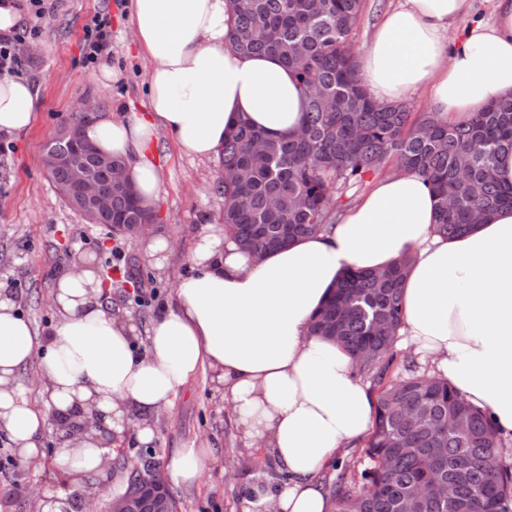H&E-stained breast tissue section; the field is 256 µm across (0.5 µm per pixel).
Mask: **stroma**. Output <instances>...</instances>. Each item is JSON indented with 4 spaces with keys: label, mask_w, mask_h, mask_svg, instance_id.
<instances>
[{
    "label": "stroma",
    "mask_w": 512,
    "mask_h": 512,
    "mask_svg": "<svg viewBox=\"0 0 512 512\" xmlns=\"http://www.w3.org/2000/svg\"><path fill=\"white\" fill-rule=\"evenodd\" d=\"M49 15L29 17L17 35L33 47L18 72L40 87L33 127L17 137H0V284L9 286L38 335L53 320L49 291L54 279L79 258H92L107 280L114 306L129 312L148 329L157 306L135 302L136 293L159 292L170 303L175 279L189 273L192 245L203 215H217V165L180 156L167 136H160L148 158L159 172L162 190L155 207V233L167 236L172 250L165 271H157L140 250L138 238L113 236L101 224L88 223L53 188L43 164L46 140L74 112L81 99L115 112L147 109V64L132 42L128 0H49ZM111 20V58L120 77L112 86L96 83L85 60L84 32L94 16ZM150 447L157 467L178 448L204 446L211 452L203 481L170 486L181 512H241V500L258 482H275L279 472L265 449L244 447L224 396L209 374L192 379L155 419ZM59 444L46 434L35 462L12 463L13 450L0 432V512H31L33 491L51 488L73 494L79 486L54 464Z\"/></svg>",
    "instance_id": "obj_1"
}]
</instances>
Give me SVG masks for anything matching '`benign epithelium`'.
Returning a JSON list of instances; mask_svg holds the SVG:
<instances>
[{
    "instance_id": "7a95c632",
    "label": "benign epithelium",
    "mask_w": 512,
    "mask_h": 512,
    "mask_svg": "<svg viewBox=\"0 0 512 512\" xmlns=\"http://www.w3.org/2000/svg\"><path fill=\"white\" fill-rule=\"evenodd\" d=\"M45 169L66 172L58 187L63 199L94 224L112 225V194L102 187L100 174L108 183L127 188L129 180L123 162L113 163L81 134L78 127L62 126L47 142L43 158Z\"/></svg>"
}]
</instances>
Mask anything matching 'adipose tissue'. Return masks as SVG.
I'll return each instance as SVG.
<instances>
[{
    "instance_id": "adipose-tissue-1",
    "label": "adipose tissue",
    "mask_w": 512,
    "mask_h": 512,
    "mask_svg": "<svg viewBox=\"0 0 512 512\" xmlns=\"http://www.w3.org/2000/svg\"><path fill=\"white\" fill-rule=\"evenodd\" d=\"M133 40L148 63L146 114L105 111L82 134L125 161L146 207L161 193L146 159L159 134L188 158H219L238 119L279 137L302 126L306 100L277 57L229 47L228 0H129ZM357 73L374 99L401 101L432 88L430 109L460 121L512 96V0H494L493 19L473 0H398L377 23ZM38 91L0 74V136L35 123ZM438 199L415 173L386 174L325 231L254 259L206 221L178 276L174 300L140 332L103 303L94 267L63 273L50 292L55 322L38 339L14 294L0 289V432L22 463L34 460L52 416L100 426L61 439L56 466L72 477L103 473L107 449L151 443L153 417L198 373L223 392L245 447L266 449L287 481L253 485L242 512H332L321 470L369 428L372 401L350 357L312 335V316L350 267L376 269L404 254L401 335L499 433L512 436V207L469 233H437ZM39 360L40 403L18 374ZM206 448L168 459L173 484H199Z\"/></svg>"
}]
</instances>
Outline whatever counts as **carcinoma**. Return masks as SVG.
Here are the masks:
<instances>
[{"mask_svg": "<svg viewBox=\"0 0 512 512\" xmlns=\"http://www.w3.org/2000/svg\"><path fill=\"white\" fill-rule=\"evenodd\" d=\"M229 45L280 56L306 97L303 135L283 139L241 120L224 138L218 188L224 232L254 254L336 223L367 179L387 166L422 176L438 198L435 231L466 234L474 223L512 207V186L495 177L499 154L512 152V97L458 123L433 112L415 115L404 101L381 105L355 72L348 42L364 0H229ZM112 215L127 224L155 221L133 197L112 190ZM411 257L381 271L349 268L313 316L311 331L336 341L355 372L377 386L368 465L354 479L331 483L334 512H403L437 471L453 499H422L417 512H512V471L492 470L505 440L487 413L468 404L448 381L422 373L412 357L388 377L403 322L401 286ZM463 420L467 429L459 432ZM112 465L134 485L155 469L152 452H119ZM177 501L168 490L141 499V512Z\"/></svg>", "mask_w": 512, "mask_h": 512, "instance_id": "cac0c4a2", "label": "carcinoma"}]
</instances>
